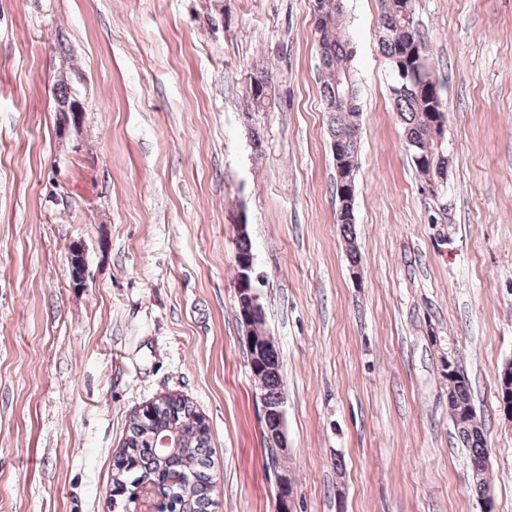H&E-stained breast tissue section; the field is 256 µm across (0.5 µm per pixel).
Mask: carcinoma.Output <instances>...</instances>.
I'll list each match as a JSON object with an SVG mask.
<instances>
[{
  "instance_id": "cac0c4a2",
  "label": "carcinoma",
  "mask_w": 512,
  "mask_h": 512,
  "mask_svg": "<svg viewBox=\"0 0 512 512\" xmlns=\"http://www.w3.org/2000/svg\"><path fill=\"white\" fill-rule=\"evenodd\" d=\"M326 2L332 4V8L315 22L322 73L320 92L328 114L329 138L336 141L335 169L339 171L347 166L354 174L361 116L359 87L348 65L354 48L344 23L345 0ZM380 26V45L392 75L390 91L411 161L427 178L442 179L448 174L449 159L445 148L437 147V136L445 134L447 113L431 79L413 0H386ZM249 79L251 104L259 111L271 91V77L267 70L257 69ZM336 223L344 225L349 263L355 267L360 262L354 245L355 221L339 209ZM252 373L261 385L268 407L275 408L283 388V376L278 351L271 341H265L261 366ZM448 407L455 435L467 451L469 472L481 469L487 454L486 438L483 427L473 422L470 383L462 373L448 376ZM161 427L178 435V447L170 449L162 461L156 457L149 434ZM128 431L115 458V488L127 491L131 500L143 480L164 469L183 477L170 491V512H208L214 505L215 491L210 473L208 426L189 401L165 396L153 404L151 413L133 417Z\"/></svg>"
}]
</instances>
